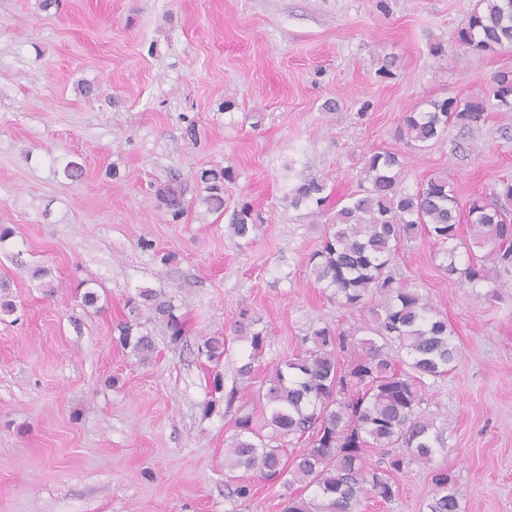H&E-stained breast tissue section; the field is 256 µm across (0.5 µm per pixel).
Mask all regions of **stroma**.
Returning a JSON list of instances; mask_svg holds the SVG:
<instances>
[{"mask_svg": "<svg viewBox=\"0 0 512 512\" xmlns=\"http://www.w3.org/2000/svg\"><path fill=\"white\" fill-rule=\"evenodd\" d=\"M476 3L0 0V304L14 307L0 311V512H281L312 497L225 468V394L293 358L312 322L360 326L308 258L370 155L396 153L408 192L447 174L463 215L512 180V110L493 97L512 47L460 44ZM445 98L482 100L483 121L415 149L406 112ZM227 167L224 208L209 210L202 174ZM315 178L321 213L293 207ZM170 185L176 218L159 196ZM243 200L258 215L248 239L226 218ZM441 261L422 236L395 272L455 332L457 366L427 391L446 447L361 512H424L438 468L461 512H512V274L463 288ZM144 289L171 300L182 341L148 304L130 311ZM244 312L267 332L261 351ZM132 315L154 343L144 360L116 342ZM210 336L225 343L216 362L200 351ZM242 482L251 498L235 496ZM326 189L324 181L312 179L308 180L297 187L292 192L291 204L298 208L302 205H316L321 208L327 196H321Z\"/></svg>", "mask_w": 512, "mask_h": 512, "instance_id": "stroma-1", "label": "stroma"}]
</instances>
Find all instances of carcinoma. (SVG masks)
I'll return each instance as SVG.
<instances>
[{
    "label": "carcinoma",
    "mask_w": 512,
    "mask_h": 512,
    "mask_svg": "<svg viewBox=\"0 0 512 512\" xmlns=\"http://www.w3.org/2000/svg\"><path fill=\"white\" fill-rule=\"evenodd\" d=\"M459 41L482 52L512 45V0H479L469 14ZM494 98L512 107V74L495 78ZM485 111L477 100H433L425 111L404 117L401 137L420 150L444 139L451 123L470 127ZM402 163L398 155L376 152L366 161L359 190L336 212V222L324 227L321 247L308 265L317 284L330 292L336 304L350 312L370 310L372 321L356 339L327 324L312 325L302 343L303 352L275 367L268 379L251 394L263 404L269 417L258 425L248 404L239 406L236 434L225 449V466L260 473L267 480L311 488L313 498L289 496L283 512H360L362 499L372 494L390 501L398 491L396 475L411 466L428 465L444 449L445 427L422 410L429 381L448 376L459 350L448 320L441 317L418 289L411 288L389 270L401 246L426 235L440 246V269L448 280L469 288L490 285L500 272L512 266V182L504 181L496 202L473 199L468 210L472 243L460 235V217L453 189L445 175L428 179L414 192L399 188ZM234 179L226 167L211 177L206 202L214 211L224 205V182ZM326 184L308 180L292 192L291 204L321 207ZM173 216L182 209L174 187L161 192ZM228 224L240 238L256 229V214L244 202L232 211ZM493 246L496 265L489 267L469 254L460 267L458 249ZM140 297L152 303L167 319L171 340L181 341L183 326L168 300L152 290ZM118 342L137 355L153 350L147 336L133 335V325H117ZM206 356L219 360L224 338L212 336L203 343ZM355 350L346 363L338 353ZM309 439L293 459L283 462L282 439ZM378 450L388 457L387 466L367 461ZM435 492L426 512H460L455 480L446 470L433 471Z\"/></svg>",
    "instance_id": "1"
}]
</instances>
